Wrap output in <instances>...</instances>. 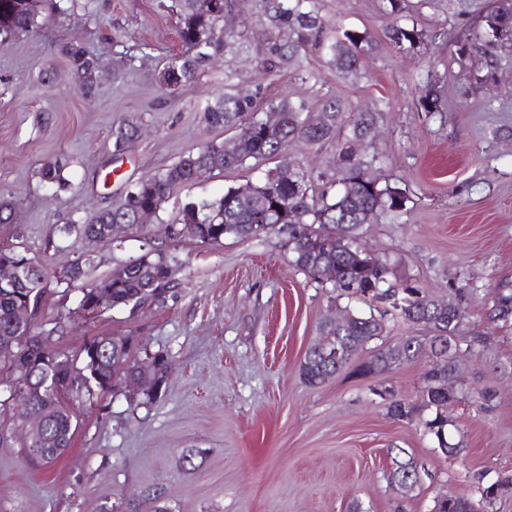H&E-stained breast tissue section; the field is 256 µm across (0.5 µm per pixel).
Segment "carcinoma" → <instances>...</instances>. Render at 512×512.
I'll return each mask as SVG.
<instances>
[{"instance_id":"1","label":"carcinoma","mask_w":512,"mask_h":512,"mask_svg":"<svg viewBox=\"0 0 512 512\" xmlns=\"http://www.w3.org/2000/svg\"><path fill=\"white\" fill-rule=\"evenodd\" d=\"M384 2L390 12L405 19V23L388 30L389 43L399 51L426 44V35L411 15L409 0ZM228 7L229 0H175L178 36L188 51L171 56L164 63L167 94L178 93L197 78L211 58L233 48L230 35L220 26ZM260 9L272 34L263 59L270 72L286 70L302 81L314 78L306 59V48L314 45L329 56L338 73L355 75L362 59L375 47L366 33L331 29L321 14L320 0H261ZM44 24L36 0H0L1 48L19 35L39 33ZM149 49L146 43L126 48L124 68L114 76L122 77L125 70L133 67L138 55H148ZM511 49L512 0H494L481 17V24L448 50V63L467 70L468 60L475 58L480 67L468 70V74L474 84L484 87L497 82L499 53ZM61 53L67 58L82 94H95L104 70L100 57L77 43L63 47ZM266 109L279 113L281 118L280 124L270 130L264 128L263 117L252 99L226 94L206 101L204 122L215 129L234 131L245 139V146L230 153L225 142L214 141L190 150L171 164L144 175L112 207L86 218L67 217L63 226L50 229L47 245L62 249L72 236L110 244L109 228L116 223L128 225L130 232L145 239L147 225L136 223L137 214L151 207L155 217H160L164 204L176 190L196 182L199 169L221 173L243 167L251 160L280 157L279 165L265 173L250 195L239 197L230 186L218 199L190 200L172 225L179 229L188 224L193 226L195 234L190 239L201 246L219 244L228 236L252 239L276 230L286 231L292 245L291 262L299 270L316 280L322 267L336 268V277L331 280L336 298L381 302L400 321L425 325L430 336L407 337L400 349L406 361L427 349L431 352L432 364L424 374L421 400L414 404L393 400L389 413L396 419L412 420L428 412L423 421L426 432L436 438L438 447L446 449L447 456H458L461 448L448 437V405L457 401L448 396V384L457 377L453 357L460 349L458 332L463 314L455 308L440 307V302L425 290L398 277L389 260L373 265L354 246L371 213L398 217L407 212L409 201L406 192L397 186L372 185L367 181L369 171L383 159L372 146L376 113L356 110L338 96L324 97L312 107L284 95L267 102ZM135 136L132 125L121 122L112 127L118 151ZM293 141L306 145L336 144L335 173L321 186L314 185L288 158L286 147ZM63 169V163L48 159L41 164L40 178L49 187L65 190L69 183ZM178 241L177 236L170 245L150 244L140 248L135 256L113 259L112 269L120 268L124 275L112 278V292L107 297L95 294L93 281L87 279L86 273L93 258L84 254L71 268L61 269L55 276L56 284L81 292L80 310H96L102 316L115 308L137 309L175 287V274L183 266L176 249ZM12 257L28 273L19 286L0 288V371L9 373L28 389L19 418L40 411L46 385L54 380L68 382L69 399L79 407L93 405L97 391L142 373L154 379L151 392H159L167 372L165 360L155 356L146 366L130 361L134 349L130 336H91L73 353L60 346L58 322L50 328L30 323L18 329L16 307L28 303L36 308L47 281L42 270L25 254L14 251ZM495 311L501 320L512 316V292L498 293ZM382 331V321L372 315L349 312L341 325L324 322L319 328V340L309 348L300 365L303 380L310 387L321 386ZM390 352L389 347L375 350L356 372L368 375L385 371ZM71 435L69 416L61 413L46 423L39 437H26L25 447L33 457L51 463L68 448ZM392 478L413 487L417 482L413 461H396ZM471 504L470 498L460 495L450 504L435 502L433 512H470ZM127 512L169 510L162 504L161 495L148 493L128 506Z\"/></svg>"}]
</instances>
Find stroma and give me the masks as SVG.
Instances as JSON below:
<instances>
[{
  "label": "stroma",
  "instance_id": "obj_1",
  "mask_svg": "<svg viewBox=\"0 0 512 512\" xmlns=\"http://www.w3.org/2000/svg\"><path fill=\"white\" fill-rule=\"evenodd\" d=\"M170 2L75 0L71 14L0 48V197L16 203L13 222L0 224V249L26 254L50 282L36 322L64 319L62 345L71 350L91 336H131L137 359L159 354L168 364L157 398H128L121 385L99 392L81 410L68 449L49 465L27 458L16 408L1 405L0 512H99L105 503L124 512L155 489L169 512H432L447 491L473 499L477 479L512 475V318H491L498 290H512V54H501L490 97L448 66L449 45L484 0H424L420 23L431 37L424 55L388 44L385 31L396 17L382 0H321L330 27L368 33L378 47L350 78L309 50L315 77L305 82L260 67L270 32L256 0H232L223 27L235 51L174 98L158 81L164 58L183 50ZM87 3L97 15L91 23ZM70 42L103 60L94 98L74 86L60 52ZM136 42L153 45L152 55L114 79L113 64ZM428 87L442 103L433 114L417 104ZM224 93L251 94L261 104L287 95L311 105L337 95L378 112L373 146L384 163L371 175L405 188L409 201L400 222L380 217L361 235L371 251L391 257L399 275L464 313L459 341L468 350L455 382L464 398L448 409L449 435L463 447L457 459L420 422L392 418L379 395L386 388L416 399L428 356L380 374L357 371L375 346L426 335L425 326L384 317L383 335L354 363L320 387L303 382L299 365L320 323L348 304L292 265L287 233L209 247L182 239L176 288L134 311L87 320L74 313L78 291L54 286L57 271L78 255L92 254L89 278L98 281L113 256L138 254L130 233L116 250L78 240L54 252L45 243L67 216L109 207L146 172L223 141L224 131L208 127L198 105ZM121 122L141 132L117 159L112 127ZM55 157L66 160L71 182L61 193L38 174ZM275 165L268 159L181 188L163 217L188 200L258 182ZM487 389L494 392L488 402L480 397ZM398 448L420 475L406 495L391 479Z\"/></svg>",
  "mask_w": 512,
  "mask_h": 512
}]
</instances>
